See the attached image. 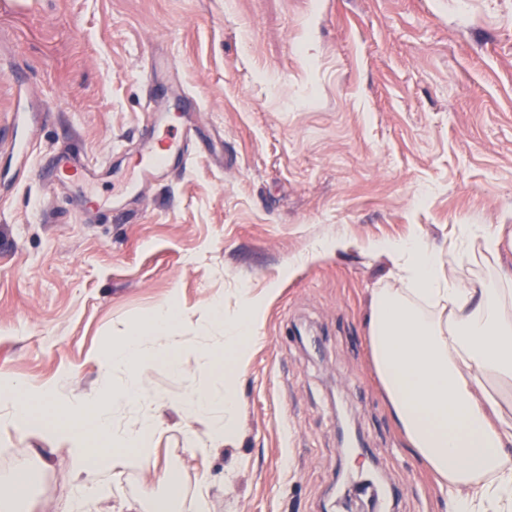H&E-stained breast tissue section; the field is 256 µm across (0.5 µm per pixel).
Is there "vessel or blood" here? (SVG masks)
Instances as JSON below:
<instances>
[{"label": "vessel or blood", "mask_w": 512, "mask_h": 512, "mask_svg": "<svg viewBox=\"0 0 512 512\" xmlns=\"http://www.w3.org/2000/svg\"><path fill=\"white\" fill-rule=\"evenodd\" d=\"M191 147V132L151 120L145 137L132 161L134 179L146 184L160 179L171 169L185 163ZM56 174L65 182L84 188L83 202L87 205L101 203V191L105 186L102 166L90 160L62 155L56 159Z\"/></svg>", "instance_id": "vessel-or-blood-1"}]
</instances>
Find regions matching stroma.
<instances>
[{"label": "stroma", "instance_id": "1", "mask_svg": "<svg viewBox=\"0 0 512 512\" xmlns=\"http://www.w3.org/2000/svg\"><path fill=\"white\" fill-rule=\"evenodd\" d=\"M154 102L198 140L142 186L127 157ZM63 151L106 162L124 207L56 185ZM463 224L512 225V0H0V368L66 393L117 386L126 371L99 357L158 304L190 317L220 299L231 317L242 291L262 302L232 382L236 440L212 447L179 407L224 393L223 373L196 370L207 338H190L121 413L151 404L155 456L101 471L88 512H368L332 485L370 470L389 512H448L374 373L372 295L403 281L369 245L416 235L476 280L512 264L510 247L456 259ZM21 471L16 512H63L68 442L0 431V476Z\"/></svg>", "mask_w": 512, "mask_h": 512}]
</instances>
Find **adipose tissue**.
Wrapping results in <instances>:
<instances>
[{
  "mask_svg": "<svg viewBox=\"0 0 512 512\" xmlns=\"http://www.w3.org/2000/svg\"><path fill=\"white\" fill-rule=\"evenodd\" d=\"M511 224H469L457 245L468 255L472 243L498 255ZM371 251L396 255L407 287L375 292L369 320L372 363L391 411L413 452L440 478L448 493V512H512V422L502 415V396L494 381L512 382V317L501 314L502 294L512 290V267L496 279L464 283L445 275L440 255L418 237L371 244ZM184 318L171 303L124 336L115 339L106 360L127 370L121 389L103 386L87 395L61 397L56 388L32 386L0 370V397L11 408L0 415V429L37 426L46 436L66 440L77 463L76 495L66 512H86V494L102 470L122 466L129 457L151 458L159 429L155 415L120 428L112 410L142 397L139 367L169 357L166 342ZM196 326L224 334L205 358L208 371L233 373L258 341L261 307L242 294L233 318L222 301L208 302ZM192 417L207 421L213 447L235 433L236 400L232 391L214 397L199 389L182 402Z\"/></svg>",
  "mask_w": 512,
  "mask_h": 512,
  "instance_id": "obj_1",
  "label": "adipose tissue"
}]
</instances>
